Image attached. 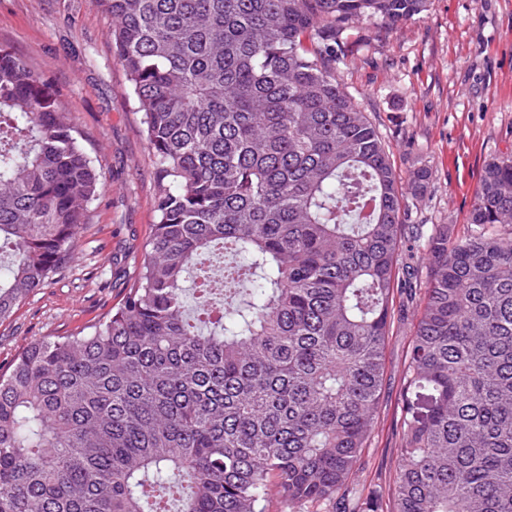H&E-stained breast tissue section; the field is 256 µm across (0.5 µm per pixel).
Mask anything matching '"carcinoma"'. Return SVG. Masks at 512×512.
Segmentation results:
<instances>
[{"label": "carcinoma", "mask_w": 512, "mask_h": 512, "mask_svg": "<svg viewBox=\"0 0 512 512\" xmlns=\"http://www.w3.org/2000/svg\"><path fill=\"white\" fill-rule=\"evenodd\" d=\"M426 0H92L162 186L112 313L0 373V512L336 503L371 435L399 270L428 266L390 508L512 512V156L463 234L406 224L389 147L336 81L346 26ZM50 80L0 45V322L74 259L101 175ZM199 284L197 316L186 282Z\"/></svg>", "instance_id": "carcinoma-1"}]
</instances>
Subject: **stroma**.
Masks as SVG:
<instances>
[{
  "mask_svg": "<svg viewBox=\"0 0 512 512\" xmlns=\"http://www.w3.org/2000/svg\"><path fill=\"white\" fill-rule=\"evenodd\" d=\"M336 79L388 144L409 182L416 224H467L486 163L512 155V0H427L385 33L360 22ZM49 76L83 135L103 188L88 210L72 263L0 323V371L30 342L67 336L117 307L135 280L156 222L157 166L108 17L90 0H0V45ZM423 291L394 295L373 433L356 464L358 496L389 500L399 466L403 376Z\"/></svg>",
  "mask_w": 512,
  "mask_h": 512,
  "instance_id": "1",
  "label": "stroma"
}]
</instances>
